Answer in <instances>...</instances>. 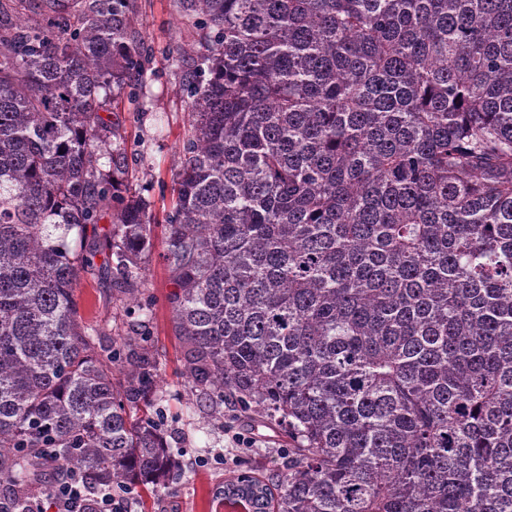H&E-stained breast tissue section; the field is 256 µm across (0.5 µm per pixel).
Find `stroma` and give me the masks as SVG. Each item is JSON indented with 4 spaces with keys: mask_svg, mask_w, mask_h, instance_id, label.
Returning a JSON list of instances; mask_svg holds the SVG:
<instances>
[{
    "mask_svg": "<svg viewBox=\"0 0 512 512\" xmlns=\"http://www.w3.org/2000/svg\"><path fill=\"white\" fill-rule=\"evenodd\" d=\"M131 5L132 32L147 48L148 62L140 86L115 96L107 117L123 136L127 186L146 202L156 229L136 294L115 289L98 266L82 274L74 298L84 322L98 325L107 338H142L159 369L153 411L164 425L180 478L167 487L127 492L130 512H220L224 481L234 473L256 467L266 477L284 474L288 440L256 425L231 401L224 404L223 422L214 421L213 408L184 373L183 342L168 303L172 286L162 260V226L192 121L177 61L198 50L199 35L174 0H131Z\"/></svg>",
    "mask_w": 512,
    "mask_h": 512,
    "instance_id": "35a3bbf8",
    "label": "stroma"
}]
</instances>
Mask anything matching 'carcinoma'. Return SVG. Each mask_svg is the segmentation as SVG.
<instances>
[{
    "instance_id": "obj_1",
    "label": "carcinoma",
    "mask_w": 512,
    "mask_h": 512,
    "mask_svg": "<svg viewBox=\"0 0 512 512\" xmlns=\"http://www.w3.org/2000/svg\"><path fill=\"white\" fill-rule=\"evenodd\" d=\"M192 114L166 217L188 378L288 437L253 512H512V0H174ZM130 0H0V484L177 480L73 293L135 292L154 232L102 117L143 75ZM113 209L102 244L72 231Z\"/></svg>"
}]
</instances>
